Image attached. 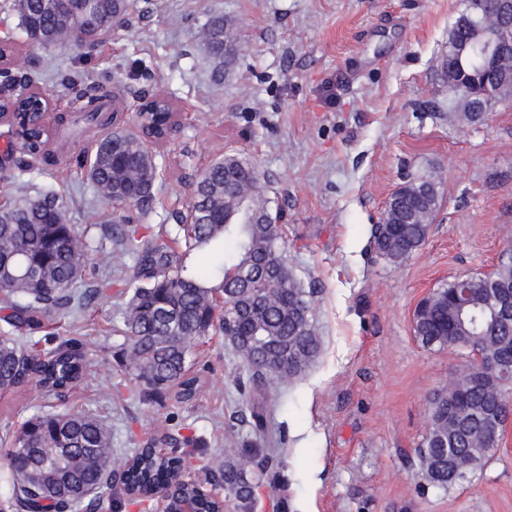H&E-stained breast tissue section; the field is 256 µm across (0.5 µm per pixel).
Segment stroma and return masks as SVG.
Segmentation results:
<instances>
[{
    "instance_id": "stroma-1",
    "label": "stroma",
    "mask_w": 512,
    "mask_h": 512,
    "mask_svg": "<svg viewBox=\"0 0 512 512\" xmlns=\"http://www.w3.org/2000/svg\"><path fill=\"white\" fill-rule=\"evenodd\" d=\"M464 0H133L129 28L90 49L15 53L49 98L48 148L58 165L27 175L53 185L70 223L98 247L109 273L125 211L100 198L80 158L102 133L84 123L66 76L100 83L125 102L135 129L140 91L175 112L154 151L163 172L154 230L176 234L190 174L231 151L249 158L283 215L286 260L315 285L322 348L301 379L240 392L246 372L216 334L195 347L197 398L141 396L123 365L125 297L113 288L88 305L51 313L32 333L39 348L87 341L93 369L63 398L28 387L0 393V438L39 410L94 414L112 433V460L168 438L197 442L193 475L211 479L230 432L252 436L251 410L270 415L279 454L258 452L255 512H512V427L463 483L430 487L418 454L429 402L470 362L466 351L427 349L414 335L418 302L459 275L493 271L512 245V102L477 123L453 118L440 63ZM215 16L245 49L223 73L192 34ZM136 38H129L128 29ZM434 179L440 208L421 247L400 263L370 243V228L408 182Z\"/></svg>"
}]
</instances>
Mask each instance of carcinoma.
<instances>
[{
	"instance_id": "cac0c4a2",
	"label": "carcinoma",
	"mask_w": 512,
	"mask_h": 512,
	"mask_svg": "<svg viewBox=\"0 0 512 512\" xmlns=\"http://www.w3.org/2000/svg\"><path fill=\"white\" fill-rule=\"evenodd\" d=\"M76 0H15L20 18L31 32L49 38L48 46L62 47L73 42L93 48L97 36L124 25L130 0H101V17L89 26L95 36L81 41L75 34L79 20H69ZM467 13L463 12L448 34V47L463 42L468 35ZM217 65L231 62L239 51L233 27L216 18L195 31ZM10 95L0 107L14 112H35L44 104L37 78L16 79L8 70L0 74ZM493 91L483 83L468 93L448 87L453 99H469L467 120L483 116L481 106ZM83 119L101 127L112 124L116 96L100 89L84 91ZM141 123L156 137L164 133L172 108L156 98L140 104ZM27 158L17 171L3 169L0 178L16 181L32 169L51 162L38 129L31 131ZM88 162L91 181L100 196L144 215L154 199L149 186L162 172L153 163L149 147L134 131H108L104 141L92 150ZM440 206L436 183L415 182V187L399 191L388 202L384 223L371 228V243L382 255L400 262L423 243L429 224ZM184 228L181 250L157 234L148 237L138 229L118 236L123 254L135 260L133 271L124 272L128 300L123 311L124 357L126 368L145 386L152 399L177 388L182 403L192 401L198 391L197 377L190 373L194 346L202 337L220 331L241 357L247 380L238 387L259 386L270 380L299 377L320 352L313 314L315 289L305 288L288 266L283 252L280 218L271 208L267 186L256 167L235 152L212 161L191 181L187 213L177 216ZM193 251H215L216 258L203 267L180 263ZM93 248L77 228L69 223L63 197L51 188L34 196L21 193L0 207V302L11 309L7 323L30 330L41 319L72 303L95 299L100 290L92 288L80 295L74 287L81 280ZM455 282L433 291L417 311L414 334L426 348L456 347L475 351L496 344L503 353L512 351V320L485 326L481 333L448 331L454 319L449 296ZM512 291V259L498 263L494 272L478 278L473 287L472 305L489 303L488 292ZM224 298V309L216 310L214 299ZM274 366L270 374L258 370L260 363ZM90 360L85 346L65 341L33 356L17 336H0V391L24 384L37 394L60 395L83 379ZM493 391L501 407L512 412V383H495ZM488 403L487 391L476 388L465 397L433 398L421 458L423 475L436 489H447L467 478L448 468V458L473 456L471 469L481 467L498 447V435L479 414ZM464 411L466 432L448 429V410ZM254 434L272 443L264 410L256 409ZM174 456L161 461L152 449L141 448L128 463L126 492L143 500L153 488L168 481L174 468L194 455L196 443L185 437ZM5 459L11 471H22L25 479L14 483L15 505L25 512H42L45 501L64 502L78 509L84 492L100 480L102 461L111 455L112 436L108 427L89 414L47 411L22 422L8 442ZM251 450L225 453L213 475L219 477L224 501L234 512H254L259 479L249 468Z\"/></svg>"
}]
</instances>
